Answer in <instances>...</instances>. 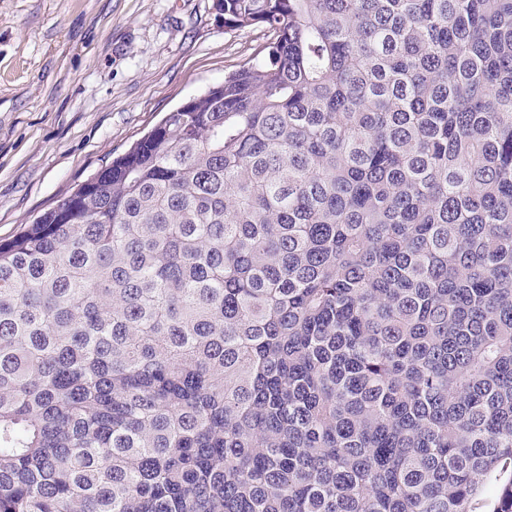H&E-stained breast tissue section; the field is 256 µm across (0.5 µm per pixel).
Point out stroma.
<instances>
[{"mask_svg": "<svg viewBox=\"0 0 512 512\" xmlns=\"http://www.w3.org/2000/svg\"><path fill=\"white\" fill-rule=\"evenodd\" d=\"M269 40L214 0H0V241Z\"/></svg>", "mask_w": 512, "mask_h": 512, "instance_id": "obj_1", "label": "stroma"}]
</instances>
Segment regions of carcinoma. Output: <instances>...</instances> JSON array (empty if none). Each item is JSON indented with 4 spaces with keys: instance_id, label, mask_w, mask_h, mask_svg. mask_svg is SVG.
Segmentation results:
<instances>
[{
    "instance_id": "carcinoma-1",
    "label": "carcinoma",
    "mask_w": 512,
    "mask_h": 512,
    "mask_svg": "<svg viewBox=\"0 0 512 512\" xmlns=\"http://www.w3.org/2000/svg\"><path fill=\"white\" fill-rule=\"evenodd\" d=\"M214 6L0 243V512H512V0Z\"/></svg>"
}]
</instances>
